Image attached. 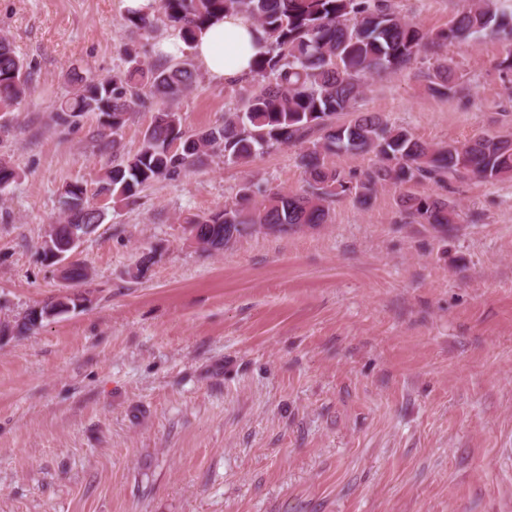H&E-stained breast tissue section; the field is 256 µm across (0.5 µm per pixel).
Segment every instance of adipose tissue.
I'll use <instances>...</instances> for the list:
<instances>
[{
	"label": "adipose tissue",
	"mask_w": 512,
	"mask_h": 512,
	"mask_svg": "<svg viewBox=\"0 0 512 512\" xmlns=\"http://www.w3.org/2000/svg\"><path fill=\"white\" fill-rule=\"evenodd\" d=\"M191 49L209 76L233 82L250 76L254 60L267 51L268 43L250 19L228 14L206 28Z\"/></svg>",
	"instance_id": "obj_1"
}]
</instances>
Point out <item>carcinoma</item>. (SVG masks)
Wrapping results in <instances>:
<instances>
[{
  "instance_id": "1",
  "label": "carcinoma",
  "mask_w": 512,
  "mask_h": 512,
  "mask_svg": "<svg viewBox=\"0 0 512 512\" xmlns=\"http://www.w3.org/2000/svg\"><path fill=\"white\" fill-rule=\"evenodd\" d=\"M164 15L184 42L192 43L214 19L242 14L264 32L268 51L255 62V88L216 126L190 133L179 113L160 108L144 132L142 146L132 156L121 155L119 131L131 112L189 92L198 73L188 62L143 67L138 55L127 52L130 66L110 77L73 73L70 90L57 108V124L70 126L87 113H96L112 131L99 150H112V168L98 180L97 194L120 201L137 198L162 179L175 180L209 152L224 153V161L246 164L257 155L282 146H303L298 163L308 189L274 192L255 199L253 185L240 188L236 202L190 220L198 244L213 235L227 246L250 230L280 224L288 230L329 221V202L352 195L366 205L378 189L408 183L439 187L477 177L488 183L512 179V133L487 134L464 143L430 144L376 113L354 111L362 94V77L397 73L411 68L438 40L466 43L478 35L497 32L512 40V9L499 0H475L437 36L421 29L397 11L393 0H157L155 11H126V25L150 33L155 13ZM33 66L19 57L11 41L0 37V103L10 105L30 90ZM430 90L439 96L460 92L453 68L440 65L428 75ZM346 152L372 154L376 163L345 174L325 166V155ZM19 178L0 160V191ZM63 218L52 231L64 242L72 232L89 234L103 223V208L89 200L87 182L74 180L62 189ZM398 206L419 224L433 228L455 223L456 205L446 198L403 192ZM77 296H61L41 306V320L76 308ZM35 319L0 330L1 336L32 330Z\"/></svg>"
}]
</instances>
